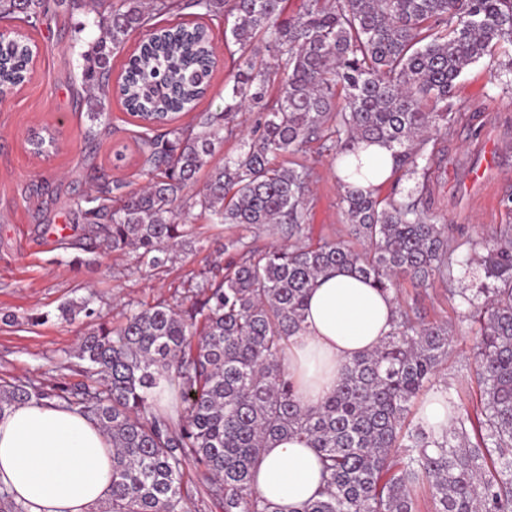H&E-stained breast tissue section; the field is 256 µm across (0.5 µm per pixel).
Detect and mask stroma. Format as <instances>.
I'll return each mask as SVG.
<instances>
[{"mask_svg":"<svg viewBox=\"0 0 512 512\" xmlns=\"http://www.w3.org/2000/svg\"><path fill=\"white\" fill-rule=\"evenodd\" d=\"M110 7L111 0H95L87 13L62 9L30 31L40 49L31 78L0 100V382H85L82 364L74 356L85 332L101 325L118 327L133 309L175 304L187 297L200 273L288 241V230L281 225L246 228L214 224L197 215L183 246L158 268L128 250L82 248L83 224L70 207L71 197L106 181H122L130 190L142 185L140 121L126 113L118 96L106 101L110 126L92 144L81 137L90 124L83 54L104 36L98 19ZM208 26L216 68L195 112L177 116L183 126L194 123L196 113L223 109L224 85L239 56L224 37L223 20H211ZM508 60L499 54L464 69L451 98L457 120L439 139L444 163L433 211L445 224L463 227L471 236L512 224V176L484 200L468 189L466 179L471 166L495 176L485 153L490 142L500 147V163L512 167V88L503 79ZM46 129L54 134L55 146L33 153L31 135ZM300 160L313 172L306 235L314 242L349 240L334 142L310 143ZM476 286L468 275L426 288L407 277L397 282L399 302L413 308L421 321L452 326L448 357L431 387L461 391L468 406L480 401L469 359L479 326L466 318L461 296ZM85 297L93 301V317L80 315L71 323L59 319L62 304ZM34 314L43 315V322L31 323Z\"/></svg>","mask_w":512,"mask_h":512,"instance_id":"obj_1","label":"stroma"}]
</instances>
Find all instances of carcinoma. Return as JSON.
Returning a JSON list of instances; mask_svg holds the SVG:
<instances>
[{"instance_id":"obj_1","label":"carcinoma","mask_w":512,"mask_h":512,"mask_svg":"<svg viewBox=\"0 0 512 512\" xmlns=\"http://www.w3.org/2000/svg\"><path fill=\"white\" fill-rule=\"evenodd\" d=\"M66 3L80 10L88 0H0V19L18 16L35 30ZM285 3L193 0L204 16L232 19L240 52L224 109L201 114L195 127L158 130L206 94L216 64L210 29L181 24L141 44L118 93L145 122L139 176L147 185L117 197L120 186L104 182L73 198L90 239L160 267L197 205L215 224H286L294 236L307 219L311 169L279 159L305 152L326 130L337 154L352 158L353 175H363L359 150L391 151L393 173L414 182L406 199L341 185L349 233L363 251L327 241L257 251L203 277L184 310L159 303L85 334L75 357L88 382H1L0 416L35 403L96 422L112 444V490L92 512H197L208 501L223 512H278L256 495L254 472L269 441L291 436L309 441L325 474L318 497L295 512H415L425 484L435 512H512V227L489 239L450 238L432 212L430 147L455 120L449 99L464 68L512 45V0H303L289 17ZM149 22L132 0H115L100 20L108 40L84 54V78L98 90L89 97L85 142L95 141L104 116L112 54ZM37 54L25 35L0 42V86L23 85ZM273 77L280 90L270 101ZM247 105L263 114L260 134L242 138L239 152L210 170L203 195L187 203ZM338 267L383 291L395 289L398 274L426 286L476 272L479 287L466 302L480 325L470 348L479 414L450 393L452 429L436 435L408 421L451 338L448 325L424 324L406 308L379 348L348 363L320 407L298 405L285 352L303 327L310 290ZM80 314L94 316L90 299L60 307L65 321ZM190 463L207 479L196 500L183 488ZM0 512H25L1 483Z\"/></svg>"}]
</instances>
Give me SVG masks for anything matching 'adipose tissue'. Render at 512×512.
Here are the masks:
<instances>
[{"instance_id": "adipose-tissue-1", "label": "adipose tissue", "mask_w": 512, "mask_h": 512, "mask_svg": "<svg viewBox=\"0 0 512 512\" xmlns=\"http://www.w3.org/2000/svg\"><path fill=\"white\" fill-rule=\"evenodd\" d=\"M393 293L341 268L309 294L303 329L290 339L288 371L305 409L322 404L355 356L374 351L392 328ZM0 482L28 512H90L112 486V446L98 426L74 410L27 404L0 416ZM322 485L321 464L306 440L270 443L254 488L280 512H297Z\"/></svg>"}]
</instances>
